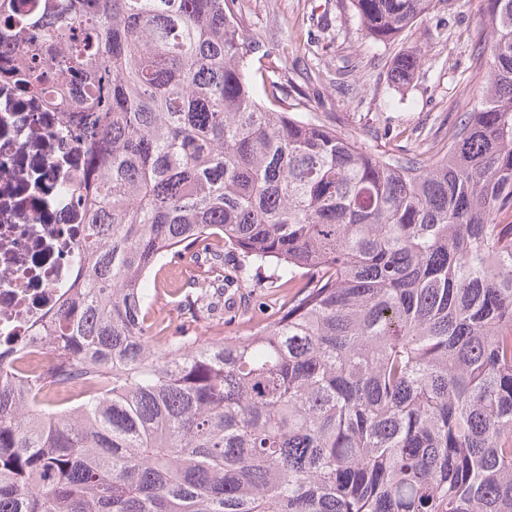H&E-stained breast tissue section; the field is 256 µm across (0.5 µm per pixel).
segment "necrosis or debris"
<instances>
[{
  "label": "necrosis or debris",
  "instance_id": "1",
  "mask_svg": "<svg viewBox=\"0 0 512 512\" xmlns=\"http://www.w3.org/2000/svg\"><path fill=\"white\" fill-rule=\"evenodd\" d=\"M14 54V41L0 40V341L34 360L39 330L85 271L95 125L90 113L61 111L55 93L20 96L32 68Z\"/></svg>",
  "mask_w": 512,
  "mask_h": 512
}]
</instances>
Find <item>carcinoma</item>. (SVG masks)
<instances>
[{
	"label": "carcinoma",
	"mask_w": 512,
	"mask_h": 512,
	"mask_svg": "<svg viewBox=\"0 0 512 512\" xmlns=\"http://www.w3.org/2000/svg\"><path fill=\"white\" fill-rule=\"evenodd\" d=\"M66 2L0 0L14 39L65 41L32 89L85 72L68 105L103 122L80 287L26 382L0 344V512H512V0H486L484 93L442 155L295 111L238 0ZM351 4L387 44L433 0ZM171 255L195 272L167 304L204 330L265 263L304 283L242 336L160 338ZM169 261H171L170 265L166 266V268L157 273L159 280L162 281V284L165 285V288L158 289V293L155 296V309H160L164 306H167L166 301L169 300V298L167 297L166 289L169 288H166V285L169 284L170 282L180 280L182 276L181 271L183 269V266L181 264H178L177 262L175 263L173 258L169 259Z\"/></svg>",
	"instance_id": "1"
}]
</instances>
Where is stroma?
<instances>
[{
    "mask_svg": "<svg viewBox=\"0 0 512 512\" xmlns=\"http://www.w3.org/2000/svg\"><path fill=\"white\" fill-rule=\"evenodd\" d=\"M483 0H435L394 44L368 38L350 0H242V20L258 54H270L291 96L359 142L391 153L415 149L417 135L444 144L457 117L481 98L470 83L473 44L487 36ZM416 62L413 82L388 75L394 54ZM265 267L248 287L224 291L220 336L245 332L250 318L273 314L294 295L273 286Z\"/></svg>",
    "mask_w": 512,
    "mask_h": 512,
    "instance_id": "obj_1",
    "label": "stroma"
}]
</instances>
